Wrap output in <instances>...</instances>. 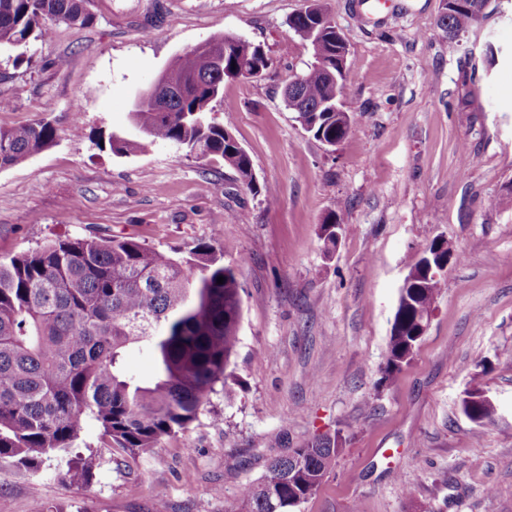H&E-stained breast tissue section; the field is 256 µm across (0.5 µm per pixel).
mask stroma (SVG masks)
Masks as SVG:
<instances>
[{
  "instance_id": "1",
  "label": "stroma",
  "mask_w": 512,
  "mask_h": 512,
  "mask_svg": "<svg viewBox=\"0 0 512 512\" xmlns=\"http://www.w3.org/2000/svg\"><path fill=\"white\" fill-rule=\"evenodd\" d=\"M349 49L334 147L284 99L312 60L288 19L308 0H89L93 21L54 25L11 67L0 129L45 119L53 144L0 170V258L56 238L130 237L168 253L212 245L234 268L242 318L232 400L210 394L186 432L131 457L84 420L75 454L31 473L0 457V512H224L267 460L339 432L335 469L294 512H512V0L449 50L441 0H319ZM261 45L270 66L225 81L216 117L248 152L255 189L232 168L139 138L136 95L184 50L218 34ZM85 131L70 132L75 111ZM341 224L335 248L320 226ZM452 243L426 334L385 377L399 288L431 240ZM494 405L476 423L462 400Z\"/></svg>"
}]
</instances>
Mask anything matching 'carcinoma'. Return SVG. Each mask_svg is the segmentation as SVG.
Listing matches in <instances>:
<instances>
[{
  "label": "carcinoma",
  "mask_w": 512,
  "mask_h": 512,
  "mask_svg": "<svg viewBox=\"0 0 512 512\" xmlns=\"http://www.w3.org/2000/svg\"><path fill=\"white\" fill-rule=\"evenodd\" d=\"M87 2L0 0V51L16 52L17 63L24 57L21 49L47 37L55 23L89 24ZM488 2L442 0L440 25L448 31V46L458 45ZM288 27L311 46L313 57L298 90L286 98L288 107L313 137L342 139L356 118L342 109L346 76L336 23L316 7L291 17ZM208 42L227 50L235 65L252 75L270 66L267 56L257 55V46L240 37L222 34ZM165 72L175 98L130 113L144 138L131 141L114 132L108 137L112 153L172 142L199 159H223L253 187L250 156L212 117L224 69L192 47ZM54 137V128L42 119L0 130V170L23 163ZM441 287V278L432 277L400 295L386 376L409 361L420 341L419 316L432 312ZM241 311L236 274L209 244L177 257L131 238H66L0 259V457L37 472L44 460L72 447L86 418L130 454L186 431L217 384L224 387V399L234 397L228 368ZM136 346L154 361L148 383L124 366L127 351ZM493 412L491 405L473 400L467 415L482 422ZM339 454L329 436L313 437L268 461L224 512H292L319 490ZM90 470V461L71 459L66 476L84 483Z\"/></svg>",
  "instance_id": "cac0c4a2"
}]
</instances>
